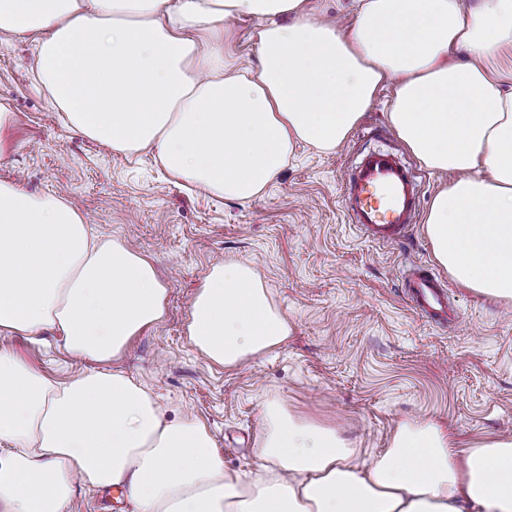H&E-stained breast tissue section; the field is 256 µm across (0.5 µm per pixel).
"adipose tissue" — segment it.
Listing matches in <instances>:
<instances>
[{"label":"adipose tissue","instance_id":"1","mask_svg":"<svg viewBox=\"0 0 512 512\" xmlns=\"http://www.w3.org/2000/svg\"><path fill=\"white\" fill-rule=\"evenodd\" d=\"M255 19V69L224 47ZM0 30L31 36L34 80L66 126L174 178L246 203L297 146L331 152L391 85L389 125L447 175L426 233L463 287L512 302V0H353L347 26L309 0H0ZM150 257L94 235L64 196L0 180V336L59 332L86 361L60 381L0 349V512H69L78 491L117 489L131 512H512V438L455 443L430 422L398 425L357 463L336 427L266 404L263 477L224 470L207 427L168 418L116 368L165 316ZM287 317L256 271L212 264L187 334L238 366L284 343Z\"/></svg>","mask_w":512,"mask_h":512}]
</instances>
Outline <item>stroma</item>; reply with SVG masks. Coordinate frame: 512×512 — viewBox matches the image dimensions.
<instances>
[{
  "instance_id": "obj_1",
  "label": "stroma",
  "mask_w": 512,
  "mask_h": 512,
  "mask_svg": "<svg viewBox=\"0 0 512 512\" xmlns=\"http://www.w3.org/2000/svg\"><path fill=\"white\" fill-rule=\"evenodd\" d=\"M34 66L30 37L0 33V103L15 114L0 179L64 194L95 233L132 240L155 261L167 313L122 365L169 416L210 427L226 472L260 475L254 440L272 400L336 425L372 455L404 421L435 422L467 443L512 437V307L456 285L460 327L425 322L396 276L411 263H434L424 221L409 242L382 246L342 209V176L362 153L417 163L385 119L390 89L336 151L299 148L263 194L236 203L186 191L153 153L128 158L65 128L35 88ZM222 260L251 265L292 327L281 347L232 369L204 360L186 333L189 301ZM61 344L50 333L39 342L0 338V348L63 380L81 365Z\"/></svg>"
}]
</instances>
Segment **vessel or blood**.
<instances>
[{
    "label": "vessel or blood",
    "mask_w": 512,
    "mask_h": 512,
    "mask_svg": "<svg viewBox=\"0 0 512 512\" xmlns=\"http://www.w3.org/2000/svg\"><path fill=\"white\" fill-rule=\"evenodd\" d=\"M422 200L414 171L394 154L372 151L348 172L342 186L343 207L365 238L379 245L409 241ZM402 283L415 312L431 324H455L457 306L442 277L421 263L403 269Z\"/></svg>",
    "instance_id": "1"
}]
</instances>
